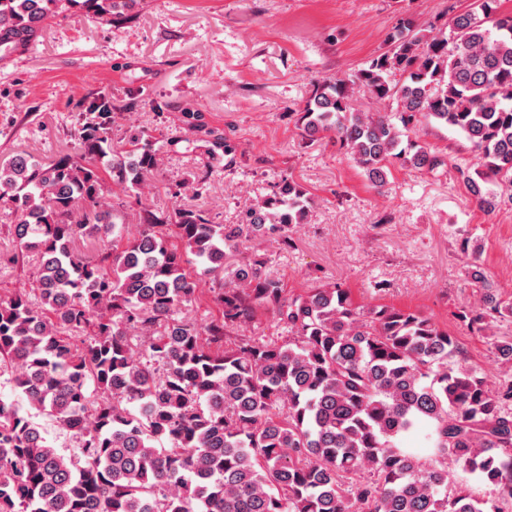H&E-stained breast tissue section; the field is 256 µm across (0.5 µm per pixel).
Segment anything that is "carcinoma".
<instances>
[{"mask_svg":"<svg viewBox=\"0 0 512 512\" xmlns=\"http://www.w3.org/2000/svg\"><path fill=\"white\" fill-rule=\"evenodd\" d=\"M135 0H0V49L26 48L76 8L116 26ZM453 46L402 18L367 67L313 85L299 122L336 139L381 187L389 166L434 171L444 156L417 137L435 122L461 132L483 160L455 167L480 206L512 199V15L474 0L450 21ZM399 74L393 83L389 77ZM397 100L399 123L352 107L357 91ZM75 151L0 165V201L15 264L36 257L37 293L0 298V376L76 443L59 453L28 414L0 399V512H501L448 480L461 465L512 500V384L492 388L458 360L448 329L413 311L364 312L350 292L318 285L287 298L265 261L238 256L273 241L291 246L312 200L287 174L237 224L199 206L154 212L136 229L108 198L142 197L162 149L206 144L231 152L200 112L182 135L112 138L117 106L105 91L77 104ZM212 171L168 183L200 196ZM97 244L90 254L76 240ZM213 281L221 315L204 326L176 318ZM273 309L281 342L227 336L256 307ZM512 304L491 291L460 318L480 331ZM431 422L435 459L398 439Z\"/></svg>","mask_w":512,"mask_h":512,"instance_id":"cac0c4a2","label":"carcinoma"}]
</instances>
